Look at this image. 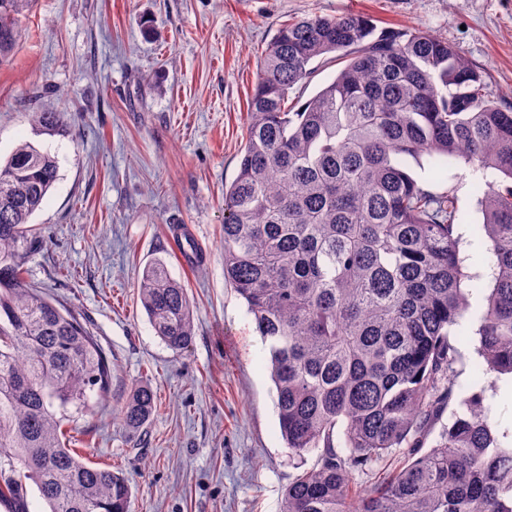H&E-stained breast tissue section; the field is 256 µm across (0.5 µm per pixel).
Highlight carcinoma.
<instances>
[{"mask_svg":"<svg viewBox=\"0 0 512 512\" xmlns=\"http://www.w3.org/2000/svg\"><path fill=\"white\" fill-rule=\"evenodd\" d=\"M35 0H0V62L25 35ZM360 14L283 25L260 61L239 173L224 193V279L269 351L288 448L319 450L281 512H512V434L487 422L484 390L460 398L442 440L433 424L455 397L450 329L470 312L453 190L420 185L402 158H462L503 175L474 189L492 279L478 318V370L512 376V111L447 41L419 29L375 35ZM336 54V78L301 109L285 103ZM47 134L58 112L31 113ZM58 179L29 142L0 161V504L27 512L31 481L49 512H128L120 472L85 462L67 427L109 392L113 366L80 316L31 288V216ZM138 297L157 336L187 350L185 285L161 263ZM156 408L138 386L113 408L138 432ZM402 450L401 458L392 450ZM373 474L370 486L355 475Z\"/></svg>","mask_w":512,"mask_h":512,"instance_id":"carcinoma-1","label":"carcinoma"}]
</instances>
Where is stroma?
I'll return each mask as SVG.
<instances>
[{"label": "stroma", "instance_id": "obj_1", "mask_svg": "<svg viewBox=\"0 0 512 512\" xmlns=\"http://www.w3.org/2000/svg\"><path fill=\"white\" fill-rule=\"evenodd\" d=\"M362 14L377 29H422L448 41L512 108V0H36L26 36L0 62V157L22 142L55 156L59 178L31 223L44 247L26 282L79 313L114 365L110 390L78 422L72 442L90 462L123 471L129 512H281L283 493L316 451L283 439L268 351L245 302L224 281V190L246 141L256 64L281 25ZM288 94L297 110L341 69L311 65ZM59 112L54 135L33 109ZM433 191L455 189L460 256L476 284L472 332L491 284L478 175L460 160L405 158ZM193 228L202 260H181L168 235ZM163 260L193 302L187 351L165 346L138 298L146 264ZM490 424L512 432V379L487 374ZM146 385L157 409L126 430L113 405Z\"/></svg>", "mask_w": 512, "mask_h": 512}]
</instances>
